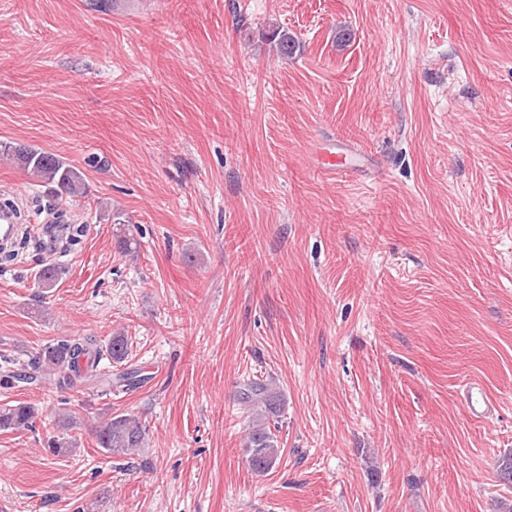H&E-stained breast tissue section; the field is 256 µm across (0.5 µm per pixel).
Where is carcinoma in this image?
Wrapping results in <instances>:
<instances>
[{
  "label": "carcinoma",
  "mask_w": 512,
  "mask_h": 512,
  "mask_svg": "<svg viewBox=\"0 0 512 512\" xmlns=\"http://www.w3.org/2000/svg\"><path fill=\"white\" fill-rule=\"evenodd\" d=\"M267 41L273 44L282 58H291L299 50L297 40L286 29H272ZM0 155L29 171L39 182L53 186L54 193L60 198L81 197L86 193L83 173L54 153L32 146L7 143L0 146ZM63 275V268L47 265L36 276L38 287L49 291L58 286ZM126 356L127 342L123 336H112L106 341L95 336H83L60 339L49 344L26 364L10 358L3 360V363L13 370L14 375L27 380L33 372H44L52 376L54 383L61 389H73L94 381L100 389V395L107 396L114 389L134 388L140 384L137 371L133 369L121 371L114 376L100 372L102 358L121 363ZM239 398L250 407L253 415L245 441L246 461L252 470L265 473L275 466L281 453L278 436L273 433L268 422L277 416L282 405V395L256 378L242 384ZM37 418L38 410L28 403L0 405L1 432L33 429ZM60 423L64 433L47 442L49 452L55 456L69 455L78 445L77 439L69 434V431L80 426L78 413L71 411L62 415ZM93 432L97 446L110 455L131 456L145 445V425L134 415L103 413L96 419Z\"/></svg>",
  "instance_id": "1"
}]
</instances>
